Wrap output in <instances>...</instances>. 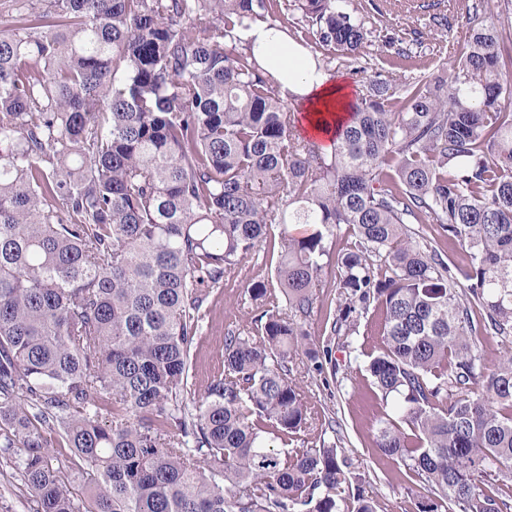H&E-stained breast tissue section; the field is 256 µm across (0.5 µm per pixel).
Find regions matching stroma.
I'll return each mask as SVG.
<instances>
[{
    "label": "stroma",
    "instance_id": "obj_1",
    "mask_svg": "<svg viewBox=\"0 0 512 512\" xmlns=\"http://www.w3.org/2000/svg\"><path fill=\"white\" fill-rule=\"evenodd\" d=\"M471 2L438 0L429 13L410 10L411 0H384L377 35L405 33L417 55L415 66L402 69V77L411 79L424 70L437 72L452 63L461 46L457 14ZM277 260V253L270 247H260L225 279L222 288L212 293L203 333L191 351L197 396H204L211 377L223 366L227 333L247 334L252 317L259 312L258 302L250 295L251 284L261 281L267 287H276ZM335 275L334 267H326L325 286L319 291L321 300L302 321L308 342L330 351L332 360L320 373L311 370L305 356H297L292 363L314 422L303 438L273 436L269 442L284 450L322 443L336 446L350 458L354 476L361 478L366 492L376 501L378 512H419L421 502L431 497V490L401 462L380 458L374 443L376 423L385 407L381 399L375 398L362 366L381 343L378 312L371 308L361 314L356 335L332 333L329 303L338 294Z\"/></svg>",
    "mask_w": 512,
    "mask_h": 512
}]
</instances>
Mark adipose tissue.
I'll return each mask as SVG.
<instances>
[{"label":"adipose tissue","mask_w":512,"mask_h":512,"mask_svg":"<svg viewBox=\"0 0 512 512\" xmlns=\"http://www.w3.org/2000/svg\"><path fill=\"white\" fill-rule=\"evenodd\" d=\"M247 38L260 64L285 93L300 97L310 132L327 136L347 119L352 92L348 84L318 72L308 51L283 33L259 26Z\"/></svg>","instance_id":"ef3b65f1"}]
</instances>
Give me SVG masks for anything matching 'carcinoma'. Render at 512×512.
I'll return each instance as SVG.
<instances>
[{"instance_id": "cac0c4a2", "label": "carcinoma", "mask_w": 512, "mask_h": 512, "mask_svg": "<svg viewBox=\"0 0 512 512\" xmlns=\"http://www.w3.org/2000/svg\"><path fill=\"white\" fill-rule=\"evenodd\" d=\"M353 0H13L0 30V467L36 512H340L351 461L279 450L310 412L289 363L336 252L331 332L376 301L382 345L366 371L397 419L381 456L434 488L420 512H512V36L460 16L449 68L377 74L331 153L301 136L281 84L241 34L283 30L354 67L372 13ZM390 60L413 58L383 36ZM467 248L457 288L408 224ZM293 224L314 226L295 236ZM280 227L279 291L231 335L224 367L187 411L190 353L213 291ZM379 259L390 271L381 275ZM53 448L79 461L74 485ZM352 512H377L361 487Z\"/></svg>"}]
</instances>
